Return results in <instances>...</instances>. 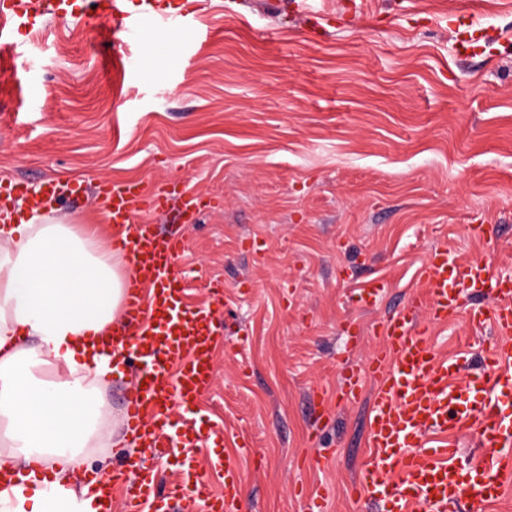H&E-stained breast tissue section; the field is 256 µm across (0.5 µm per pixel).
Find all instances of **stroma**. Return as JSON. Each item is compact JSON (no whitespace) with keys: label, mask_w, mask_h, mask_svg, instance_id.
I'll return each mask as SVG.
<instances>
[{"label":"stroma","mask_w":512,"mask_h":512,"mask_svg":"<svg viewBox=\"0 0 512 512\" xmlns=\"http://www.w3.org/2000/svg\"><path fill=\"white\" fill-rule=\"evenodd\" d=\"M127 0L193 12L156 54L157 32L115 39L81 18L16 35L0 79V180H73L61 211L97 223L98 180L180 181L212 198L184 233L193 301L222 286L236 345L218 354L205 424L250 442L240 512H371L348 493L367 456L370 396L340 383L378 347L380 322L420 289L431 249L512 276V0ZM476 54L457 53L466 33ZM491 224L495 240L468 231ZM388 285L368 309L353 290ZM357 327L359 341L347 331ZM441 353L497 341L465 318L430 327ZM327 388L333 407L314 406ZM325 416L319 446L311 425Z\"/></svg>","instance_id":"1"}]
</instances>
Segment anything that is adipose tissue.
Here are the masks:
<instances>
[{"label": "adipose tissue", "instance_id": "adipose-tissue-1", "mask_svg": "<svg viewBox=\"0 0 512 512\" xmlns=\"http://www.w3.org/2000/svg\"><path fill=\"white\" fill-rule=\"evenodd\" d=\"M127 276L101 225L0 222V512H98L73 464L116 436L100 387Z\"/></svg>", "mask_w": 512, "mask_h": 512}]
</instances>
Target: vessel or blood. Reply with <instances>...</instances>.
<instances>
[{
  "label": "vessel or blood",
  "mask_w": 512,
  "mask_h": 512,
  "mask_svg": "<svg viewBox=\"0 0 512 512\" xmlns=\"http://www.w3.org/2000/svg\"><path fill=\"white\" fill-rule=\"evenodd\" d=\"M67 16L66 0H0V33L16 23L34 28L46 13ZM95 17L111 21L115 33L133 36L170 17L143 11L134 15L123 0H95ZM82 185L50 180L33 208L48 211ZM25 182L0 183V218L12 214L17 198L29 196ZM94 199L116 231L112 248L125 259L129 275L122 324L112 328V353L138 365L139 383L127 392L126 429L142 457L112 472L111 482L91 480L101 512H112V487L128 483L125 512H235L242 475L233 457L224 459V491L212 495L205 475L191 461L181 465L183 479L157 493L155 475L143 457L164 459L180 448L197 449L216 440L204 433L199 403L213 388L216 351L224 342L218 316L220 299L190 305V286L181 268L187 248L183 234H163L146 214L177 202L186 223L205 206L202 195L180 182L156 187L144 181H99ZM425 297L413 299L380 325L379 350L359 370L345 375L342 394L356 399L365 379L370 393L368 456L352 487L355 500L378 512H487L512 485V277L492 276L480 261L449 262L446 249L427 259ZM491 294L488 308L466 306L468 295ZM429 324L465 316L476 328L492 325L500 342L481 369H472L468 353H440L419 320ZM474 437L479 449L463 455L458 439ZM136 479H129L130 471Z\"/></svg>",
  "instance_id": "obj_1"
}]
</instances>
